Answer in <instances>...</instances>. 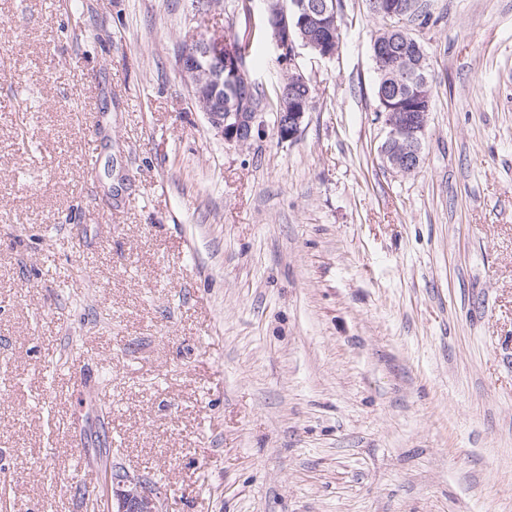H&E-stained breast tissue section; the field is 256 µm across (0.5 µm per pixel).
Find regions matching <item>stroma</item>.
Here are the masks:
<instances>
[{"instance_id": "35a3bbf8", "label": "stroma", "mask_w": 512, "mask_h": 512, "mask_svg": "<svg viewBox=\"0 0 512 512\" xmlns=\"http://www.w3.org/2000/svg\"><path fill=\"white\" fill-rule=\"evenodd\" d=\"M427 3L403 176L366 0L290 66L223 0L260 91L314 88L245 145L178 74L190 0H0V512H107L103 448L166 512H512V0ZM289 84L293 86L289 87ZM307 84L308 80L302 74L288 71L287 80L284 78L280 85H285L288 91L281 102L284 112H280L279 119L276 114V131L281 141H291L296 137L306 113L309 112V92H304Z\"/></svg>"}]
</instances>
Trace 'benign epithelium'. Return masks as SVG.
Here are the masks:
<instances>
[{
	"instance_id": "benign-epithelium-1",
	"label": "benign epithelium",
	"mask_w": 512,
	"mask_h": 512,
	"mask_svg": "<svg viewBox=\"0 0 512 512\" xmlns=\"http://www.w3.org/2000/svg\"><path fill=\"white\" fill-rule=\"evenodd\" d=\"M415 8L412 2L403 7L393 5L391 0L372 3L373 14L382 17V28L386 33V41L372 43L376 50L374 57L389 54L394 73L413 79L415 104L411 112L399 111L400 103L390 92L391 83H386L380 92L381 105L386 109L382 113L386 138L380 152L385 165L400 174H411L420 166L433 91L424 47L403 45L394 49L404 37L406 15ZM222 10V0L209 3L196 0L192 5V12L197 16ZM268 19L274 30V43L284 62H293L300 48L308 49L322 59L336 56V9L323 0H289L286 6L277 0L269 9ZM176 63L181 74L194 84L195 95L209 99L207 119L225 139L245 145L265 128L260 113L244 94L241 83L245 72L244 58L224 37V31L199 25L193 31V37L178 46ZM203 72L207 73L209 81L200 87L196 85V79ZM288 83L292 87L288 88L281 102L283 112L276 125L282 141L296 137L310 109L309 93L305 92L308 80L300 73L290 72ZM110 512H163L162 491L141 480L114 474Z\"/></svg>"
}]
</instances>
